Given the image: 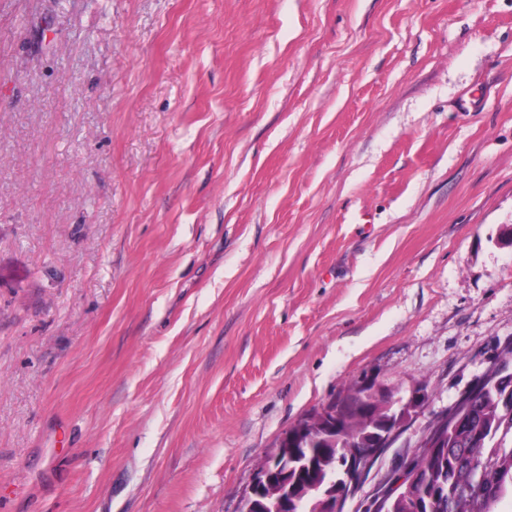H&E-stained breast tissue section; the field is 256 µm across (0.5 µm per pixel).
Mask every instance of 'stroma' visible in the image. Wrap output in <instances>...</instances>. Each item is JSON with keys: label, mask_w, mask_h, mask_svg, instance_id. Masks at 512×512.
<instances>
[{"label": "stroma", "mask_w": 512, "mask_h": 512, "mask_svg": "<svg viewBox=\"0 0 512 512\" xmlns=\"http://www.w3.org/2000/svg\"><path fill=\"white\" fill-rule=\"evenodd\" d=\"M512 346V0H0V512H240L372 378Z\"/></svg>", "instance_id": "stroma-1"}]
</instances>
